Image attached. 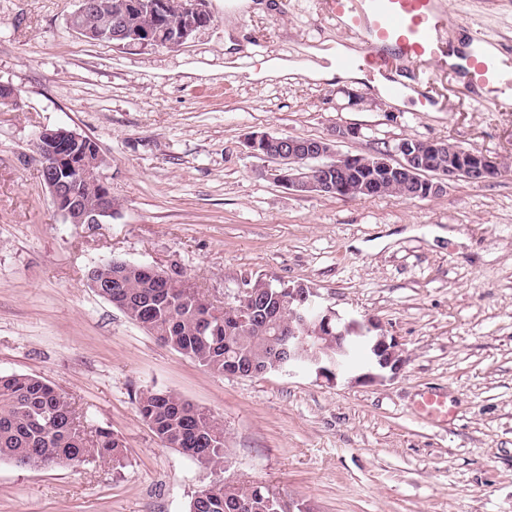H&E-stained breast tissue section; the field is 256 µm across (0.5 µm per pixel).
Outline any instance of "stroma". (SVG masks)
<instances>
[{"mask_svg": "<svg viewBox=\"0 0 512 512\" xmlns=\"http://www.w3.org/2000/svg\"><path fill=\"white\" fill-rule=\"evenodd\" d=\"M209 0V26L177 49L118 48L68 25L78 0H0V374L40 376L90 425L120 436L128 466L0 462V512H189L217 479L260 483L315 512H512V174L449 182L436 197L301 195L264 176L254 132L319 139L358 128L343 154L445 140L512 163V109L478 105L429 64L435 111L316 81L311 49H360L324 0ZM512 55V0H446ZM277 59L288 72L260 76ZM91 137L118 204L99 224L54 209L33 151L45 128ZM178 265L211 300L245 279L316 288L347 319L403 345L391 380L329 383L307 369L217 374L159 343L87 284L112 259ZM156 387L224 425V470L164 447L136 397ZM436 393L447 419L418 408Z\"/></svg>", "mask_w": 512, "mask_h": 512, "instance_id": "obj_1", "label": "stroma"}]
</instances>
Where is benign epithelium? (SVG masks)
<instances>
[{"mask_svg":"<svg viewBox=\"0 0 512 512\" xmlns=\"http://www.w3.org/2000/svg\"><path fill=\"white\" fill-rule=\"evenodd\" d=\"M115 13L112 25L115 36L127 40L129 46L164 47L169 49L183 45L193 33L208 26L212 16L206 8V0H186L182 19L176 24V34L168 40L150 28H132L127 22L134 11L131 3L112 4L108 0H79L78 8L70 15V28L85 39L100 38L95 18ZM358 134L354 127L338 126L332 134L322 139H298L269 133L255 134L247 138L245 146L260 159L273 162L267 168L266 177L289 191L300 194L348 196L354 193L375 194L383 180H396L409 190L412 198L439 196L446 191L447 181L465 179L473 184H483L497 178L501 160L475 148L458 145L445 149L441 141L405 139L397 144L395 152L400 156L391 161L387 152L373 155L376 174L366 180L354 181L358 157L340 155L335 143ZM35 152L41 163L43 182L47 186L56 212L69 224H99L115 214L112 193L108 189L98 163L91 154L95 145L84 135L65 128H44L36 136ZM448 152V168L438 170L435 177L424 179L422 175L435 164L443 152ZM82 181L98 188L99 200L92 207L86 204L75 186ZM322 309L321 324L336 336V351L343 349V341L362 338L369 345L372 362L368 371L355 376L364 383L383 381L387 375H397L406 362L405 350L400 342L388 335L382 325L374 320L364 322L346 320L331 307L323 306L316 289L303 285L298 290L288 289V355L295 358L306 356L318 364L316 375L329 383L348 376L340 367L326 368L320 365L318 350L321 336H309L308 315L313 308ZM336 327H331V321Z\"/></svg>","mask_w":512,"mask_h":512,"instance_id":"benign-epithelium-1","label":"benign epithelium"}]
</instances>
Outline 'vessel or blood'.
I'll use <instances>...</instances> for the list:
<instances>
[{
    "mask_svg": "<svg viewBox=\"0 0 512 512\" xmlns=\"http://www.w3.org/2000/svg\"><path fill=\"white\" fill-rule=\"evenodd\" d=\"M327 12L364 45L360 54L339 58L340 68L381 77L402 59L444 67L455 56V72L483 106L495 110L512 97V60L488 53L489 39L463 18L454 22L466 31V43L445 46L440 33L451 21L437 0H327Z\"/></svg>",
    "mask_w": 512,
    "mask_h": 512,
    "instance_id": "1",
    "label": "vessel or blood"
}]
</instances>
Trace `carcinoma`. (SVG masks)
I'll return each instance as SVG.
<instances>
[{
  "label": "carcinoma",
  "instance_id": "cac0c4a2",
  "mask_svg": "<svg viewBox=\"0 0 512 512\" xmlns=\"http://www.w3.org/2000/svg\"><path fill=\"white\" fill-rule=\"evenodd\" d=\"M164 9H150L133 21L164 30L181 15L182 0H161ZM100 278H112L107 302L122 310L165 345L201 367L224 373V365L273 367L288 365V285L264 278L249 282L248 301L235 299L222 306L208 300L183 271L155 279L134 267L112 261L96 266ZM138 409L157 439L205 467L224 462V425L175 393L146 389ZM71 398L59 387L30 374H0V462L51 468L59 465L108 462L126 466L122 438L98 427L86 434L73 428ZM190 512H289L288 501L258 483L227 485L219 479L202 489Z\"/></svg>",
  "mask_w": 512,
  "mask_h": 512
}]
</instances>
